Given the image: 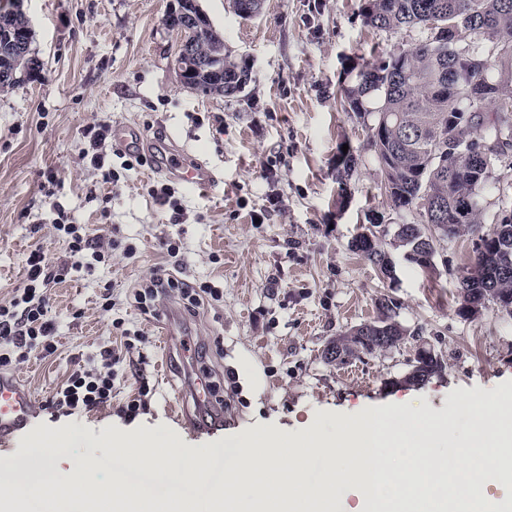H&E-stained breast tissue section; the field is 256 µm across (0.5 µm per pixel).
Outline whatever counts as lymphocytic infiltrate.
Masks as SVG:
<instances>
[{
  "label": "lymphocytic infiltrate",
  "instance_id": "f902f5d3",
  "mask_svg": "<svg viewBox=\"0 0 512 512\" xmlns=\"http://www.w3.org/2000/svg\"><path fill=\"white\" fill-rule=\"evenodd\" d=\"M67 244L68 258L53 261L44 250L36 248L25 259L26 284L9 304L0 305V367L31 357L41 359L54 354L56 324L49 314L51 284L65 279L71 270L82 268L85 258L104 262L105 250L92 239L85 225L63 224L55 226ZM178 288L187 311H194L203 299L220 300L221 288L203 281L191 286L178 283L167 274L165 268H157L145 287L136 289L135 302L142 311H149L159 295L167 289ZM102 368L93 374H72L67 381L48 398L47 404L64 415L82 411L90 412L112 402V391L118 373L119 359L112 350L100 353Z\"/></svg>",
  "mask_w": 512,
  "mask_h": 512
}]
</instances>
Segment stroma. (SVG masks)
I'll return each instance as SVG.
<instances>
[{"label": "stroma", "instance_id": "obj_1", "mask_svg": "<svg viewBox=\"0 0 512 512\" xmlns=\"http://www.w3.org/2000/svg\"><path fill=\"white\" fill-rule=\"evenodd\" d=\"M198 3L223 35L225 55L249 71L236 95L208 96L184 83L176 62L182 36L165 22L177 0H21L41 69L0 91V304L24 287L30 250L65 254L59 218L120 246L109 262L52 285L58 349L11 365L34 394L35 416L0 460L25 465L37 442L65 469L90 453L109 480L163 498L172 492L166 480L126 460L129 436L156 435L206 470L205 483L183 489L202 505L224 482V457L212 444L267 437L284 445L309 428L332 432L338 419L403 401L447 423L448 437L432 442L434 454H447L479 425L471 397L512 396V317L493 305L470 318L457 313L471 232L436 239L431 267L405 260L396 230L418 223V212L392 207L371 124L344 110L338 95L353 80V64L410 49L424 30L369 28L360 0H264L251 19L231 0ZM93 124L149 138L169 132L218 183L175 184L173 203L162 205L151 195L162 176L147 166L122 169L110 152L103 169L119 170L120 179L105 183L103 169L84 157V130ZM345 146L356 164L341 184L336 155ZM482 208L487 226L512 214V147L491 169ZM372 219L394 263L390 279L350 248ZM167 238L181 245L178 277L224 290L190 320L177 295L157 302L152 316L130 299L167 262ZM107 291L121 301L116 311L102 308ZM382 299L406 329L404 341L343 366L325 359L329 341L376 319ZM116 316L143 332L136 350L125 351ZM167 321L175 331L168 355L157 334ZM185 340L205 346L206 358H183ZM424 345L442 353L443 372L404 384ZM106 347L126 354L125 382L111 405L70 417L47 406L72 373L100 370ZM198 377L210 383L213 404L177 416L170 401L189 398ZM143 378L153 392L136 420L122 423L120 409Z\"/></svg>", "mask_w": 512, "mask_h": 512}]
</instances>
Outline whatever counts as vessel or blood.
Here are the masks:
<instances>
[{
  "mask_svg": "<svg viewBox=\"0 0 512 512\" xmlns=\"http://www.w3.org/2000/svg\"><path fill=\"white\" fill-rule=\"evenodd\" d=\"M112 140L121 149L145 151L155 173L194 187H212L218 182L213 170L193 162L189 152L171 135L148 141L135 140L125 130L113 132ZM34 396L16 376L0 371V442L24 430L31 421Z\"/></svg>",
  "mask_w": 512,
  "mask_h": 512,
  "instance_id": "b4317fda",
  "label": "vessel or blood"
}]
</instances>
